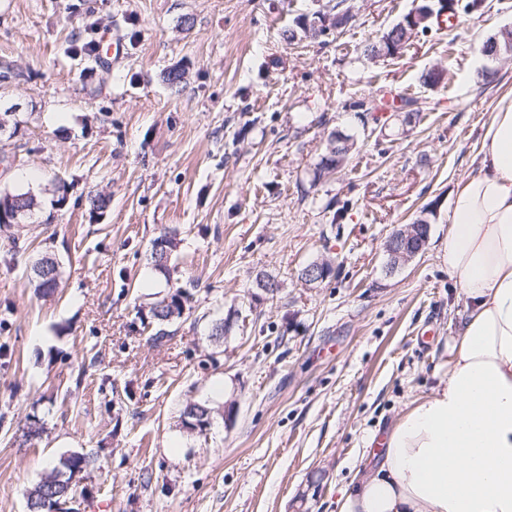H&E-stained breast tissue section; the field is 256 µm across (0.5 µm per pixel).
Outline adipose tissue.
Listing matches in <instances>:
<instances>
[{"instance_id":"adipose-tissue-1","label":"adipose tissue","mask_w":512,"mask_h":512,"mask_svg":"<svg viewBox=\"0 0 512 512\" xmlns=\"http://www.w3.org/2000/svg\"><path fill=\"white\" fill-rule=\"evenodd\" d=\"M442 260L466 300L448 380L413 401L339 512H512V93L482 126Z\"/></svg>"}]
</instances>
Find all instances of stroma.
<instances>
[{"label":"stroma","instance_id":"1","mask_svg":"<svg viewBox=\"0 0 512 512\" xmlns=\"http://www.w3.org/2000/svg\"><path fill=\"white\" fill-rule=\"evenodd\" d=\"M326 2L0 0V113L19 122L0 131V191L41 202L0 228V512H29L28 491L75 455L92 463L71 512H338L377 440L446 380L465 299L440 247L481 125L512 91V56L479 50L512 28V0L378 62L357 47L413 0H353L342 32L288 41ZM104 34L124 52L90 66L78 47ZM434 68L448 86L421 83ZM378 87L413 88L419 123L362 124L355 104ZM337 130L356 145L315 178ZM95 194L111 199L97 220ZM419 218L424 251L388 272L390 235ZM172 226L157 278L151 242ZM48 253L62 280L41 296L27 269ZM322 260L326 280L299 278ZM169 283L192 300L157 346L144 309ZM219 304L232 330L215 342ZM205 400L237 412L186 433L182 410ZM33 413L46 430L27 441ZM179 230L176 227L170 228L167 232L163 234V241H165L167 246V253L164 254L162 252L159 256H155L154 253V245L156 241L160 238H156L152 243V251L150 255V264L151 268L154 270L156 274H161L165 279L169 276L170 271V264L174 256V252L176 251V248L178 246V236H179Z\"/></svg>","mask_w":512,"mask_h":512}]
</instances>
